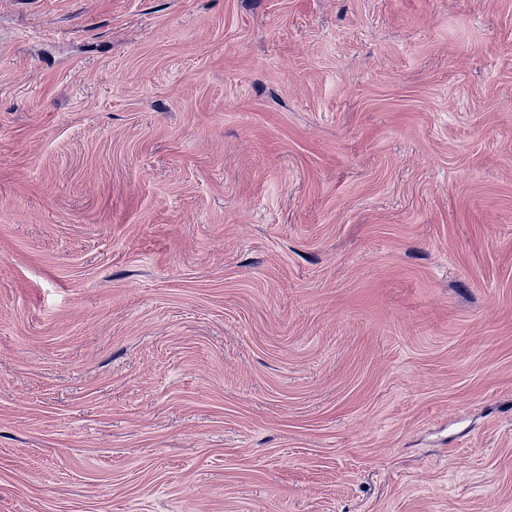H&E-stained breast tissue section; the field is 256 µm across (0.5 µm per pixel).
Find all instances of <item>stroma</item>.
Returning <instances> with one entry per match:
<instances>
[{"instance_id": "1", "label": "stroma", "mask_w": 512, "mask_h": 512, "mask_svg": "<svg viewBox=\"0 0 512 512\" xmlns=\"http://www.w3.org/2000/svg\"><path fill=\"white\" fill-rule=\"evenodd\" d=\"M0 512H512V0H0Z\"/></svg>"}]
</instances>
